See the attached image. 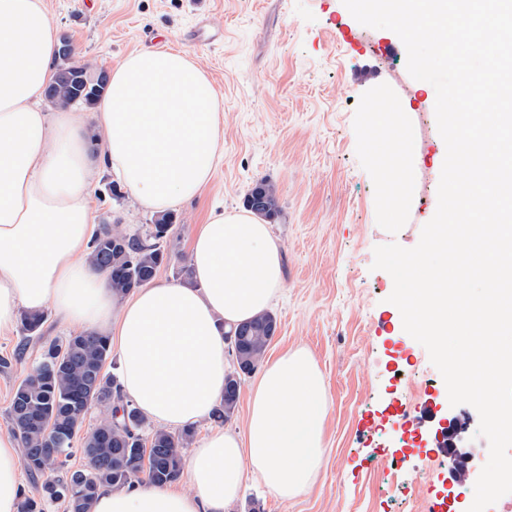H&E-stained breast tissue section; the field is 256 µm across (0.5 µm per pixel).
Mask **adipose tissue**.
Wrapping results in <instances>:
<instances>
[{"mask_svg":"<svg viewBox=\"0 0 512 512\" xmlns=\"http://www.w3.org/2000/svg\"><path fill=\"white\" fill-rule=\"evenodd\" d=\"M58 48L44 0H0V333L21 311L50 309L82 331L115 336L125 400L158 425H194L224 395L225 325L276 297L279 246L253 215L215 210L190 252L195 285L115 295L88 260L99 231L96 170L113 171L143 208L167 211L208 183L224 152V114L212 82L177 49L127 55L92 118L48 113ZM327 408L310 353L286 351L258 377L244 433L217 427L193 450L187 490L104 486L92 512H224L247 472L278 497L296 495L321 466ZM20 465L19 440L0 431V512H18Z\"/></svg>","mask_w":512,"mask_h":512,"instance_id":"ef3b65f1","label":"adipose tissue"}]
</instances>
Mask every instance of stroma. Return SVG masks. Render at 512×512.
<instances>
[{
	"mask_svg": "<svg viewBox=\"0 0 512 512\" xmlns=\"http://www.w3.org/2000/svg\"><path fill=\"white\" fill-rule=\"evenodd\" d=\"M75 60L112 69L129 53L185 49L213 82L224 113V156L194 199L172 210L156 282H177L191 241L211 210L241 211L260 181L275 186L270 220L283 283L271 307L277 331L266 351L309 350L328 398L325 455L313 482L281 499L246 476L225 512H426L431 502L467 512L473 482L454 484L438 447L447 415L467 421L460 451L489 456L479 414L450 406L427 350L388 303L393 279L373 269L376 246L415 247L437 209L446 155L435 117L436 91L404 83L407 53L397 34L360 24L342 0H45ZM223 29L220 45L185 44L198 21ZM406 117L424 143L421 158L392 156L393 133L378 106ZM414 172L417 189L402 217L388 209L389 186ZM97 221L146 232L155 213L108 170L95 175ZM48 315L41 340L0 335V430L9 429L13 389L43 344L70 335Z\"/></svg>",
	"mask_w": 512,
	"mask_h": 512,
	"instance_id": "stroma-1",
	"label": "stroma"
}]
</instances>
